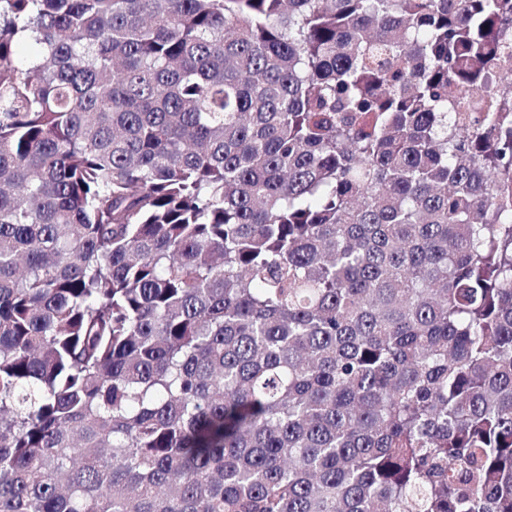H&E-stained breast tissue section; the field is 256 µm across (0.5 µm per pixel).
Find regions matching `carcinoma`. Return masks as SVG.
I'll list each match as a JSON object with an SVG mask.
<instances>
[{"instance_id":"obj_1","label":"carcinoma","mask_w":512,"mask_h":512,"mask_svg":"<svg viewBox=\"0 0 512 512\" xmlns=\"http://www.w3.org/2000/svg\"><path fill=\"white\" fill-rule=\"evenodd\" d=\"M511 34L0 0V512H512Z\"/></svg>"}]
</instances>
